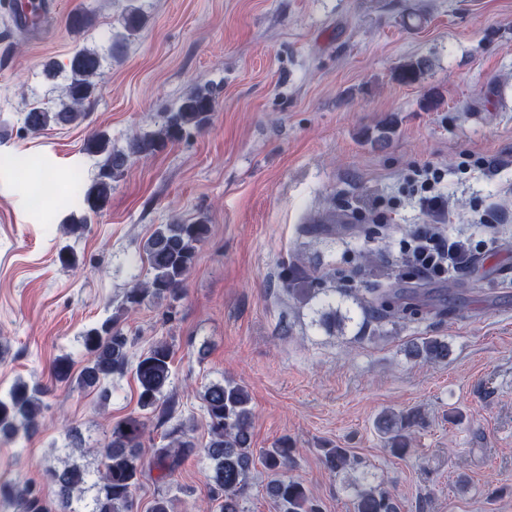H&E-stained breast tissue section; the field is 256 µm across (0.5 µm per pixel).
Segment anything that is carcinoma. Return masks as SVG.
<instances>
[{
  "instance_id": "carcinoma-1",
  "label": "carcinoma",
  "mask_w": 512,
  "mask_h": 512,
  "mask_svg": "<svg viewBox=\"0 0 512 512\" xmlns=\"http://www.w3.org/2000/svg\"><path fill=\"white\" fill-rule=\"evenodd\" d=\"M93 13L77 11L69 17V26L75 33L91 27ZM430 60L422 57L409 59L396 71V79L404 84H415L430 68ZM103 57L95 50L79 47L70 61V77L64 86L67 101L58 109L39 104L31 105L23 113V129L39 135L53 125L80 123L86 120V104L99 89ZM215 98L211 93L196 91L181 100L173 112L167 113L161 126L135 136L127 151L112 149V141L104 134L93 132L83 150L93 156L104 157L99 171L85 190H80V179L72 183L73 194L81 198L83 217L66 225L69 235L80 236L88 226L89 217L104 211L112 197V181L128 165L131 158L152 155L168 143L182 139L190 131L203 129L214 111ZM209 225L192 223L161 224L144 244L150 277L135 283L124 295L122 309L134 312L145 302L176 296L184 289L200 246L208 239ZM327 279L317 275L301 259L292 265H283L280 280L283 288L305 300L310 299L307 285L320 284ZM327 309L320 312V323L330 330L342 328L345 317L337 313L336 297H347V288H322ZM412 298L393 294L384 288H368L359 300L362 329L375 335L384 326L393 325L410 310ZM81 342L87 363L78 375L72 373L70 356H59L53 365L57 383L91 388L103 385L112 376L127 371L134 374L138 384L140 415L128 416L112 424L109 440L93 449L100 458L92 512H134V492L145 472H157V480L171 478L186 457L195 453L196 445L190 438L191 427L181 422L171 427L169 442L153 449L150 457L143 454L148 422L164 423L174 413V403L168 395L173 372L172 346L159 340L136 357L128 350V338L119 328L118 317L112 315L87 327L81 333ZM410 354L429 363L448 360V343L427 337L413 345ZM50 393L49 386L34 382H16L0 392V436L16 440L29 439L40 423L44 408L43 398ZM203 411L210 440L203 453L212 463L214 472L213 496H223L221 512H242L241 496L253 457L251 430L253 410L245 386L227 380L206 388ZM416 410L384 411L377 416L375 428L393 456L405 457L410 452L411 434L422 424ZM324 463L333 473L355 471L360 461L346 448L323 449ZM262 462L270 481L268 488L278 512H321L320 506L308 494L304 485L288 476L293 449L283 439L262 452ZM46 480L51 488L48 495L34 493L26 484L0 483V506L16 505L22 512H59L58 504H66L71 492L87 483V473L78 465L61 472L49 470ZM354 512H400L398 500L380 486L359 491L353 502Z\"/></svg>"
}]
</instances>
